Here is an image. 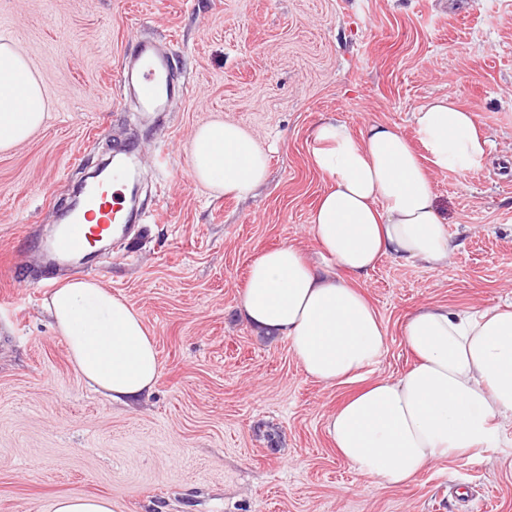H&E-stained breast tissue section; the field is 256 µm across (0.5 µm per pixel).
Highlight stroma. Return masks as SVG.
<instances>
[{"instance_id": "35a3bbf8", "label": "stroma", "mask_w": 512, "mask_h": 512, "mask_svg": "<svg viewBox=\"0 0 512 512\" xmlns=\"http://www.w3.org/2000/svg\"><path fill=\"white\" fill-rule=\"evenodd\" d=\"M0 37L49 101L44 125L0 152V302L18 304L0 316V512H51L64 495L106 496L115 512H512V422L495 447L376 486L325 428L352 386L309 378L286 339L238 313L255 253L292 242L316 257L315 125L411 137L414 110L444 95L474 114L491 159L432 176L457 245L447 265L386 257L360 281L388 336L375 376L413 364L402 327L417 307L471 311L512 293V0H0ZM144 38L170 45L185 87L153 124L119 84ZM215 120L268 152L249 197L192 175V136ZM125 140L148 184L143 231L68 277L122 295L155 339L157 384L129 405L87 386L44 310L48 289L32 285L61 205Z\"/></svg>"}]
</instances>
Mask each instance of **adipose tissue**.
Here are the masks:
<instances>
[{
	"mask_svg": "<svg viewBox=\"0 0 512 512\" xmlns=\"http://www.w3.org/2000/svg\"><path fill=\"white\" fill-rule=\"evenodd\" d=\"M46 115L26 58L0 42V150L26 140ZM413 123L415 145L382 124L358 136L335 120L315 127L311 161L328 182L309 220L318 259L290 242L259 251L238 304L257 335L288 340L309 378L360 383L326 429L340 456L379 486L406 484L438 460L492 447L496 424L512 421V301L474 313L416 308L403 325L414 364L396 378L372 375L388 339L358 280L386 256L446 265L456 244L429 174L481 168L489 149L473 113L450 97L418 107ZM191 170L214 192L244 198L265 180L267 155L242 126L218 120L195 131ZM44 308L95 391L125 403L153 389L156 342L122 296L73 280Z\"/></svg>",
	"mask_w": 512,
	"mask_h": 512,
	"instance_id": "ef3b65f1",
	"label": "adipose tissue"
}]
</instances>
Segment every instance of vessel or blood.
<instances>
[{"instance_id":"1","label":"vessel or blood","mask_w":512,"mask_h":512,"mask_svg":"<svg viewBox=\"0 0 512 512\" xmlns=\"http://www.w3.org/2000/svg\"><path fill=\"white\" fill-rule=\"evenodd\" d=\"M173 54L153 40L139 41L133 54L120 67L122 87L137 100L147 118L164 112L167 103L180 91L172 78ZM135 159V147L127 143L112 156L101 174L99 186L88 188L79 204L66 216L59 236L46 247L48 257L86 256L96 241L127 234L135 212L125 206L118 194L105 191L106 183L123 178Z\"/></svg>"}]
</instances>
